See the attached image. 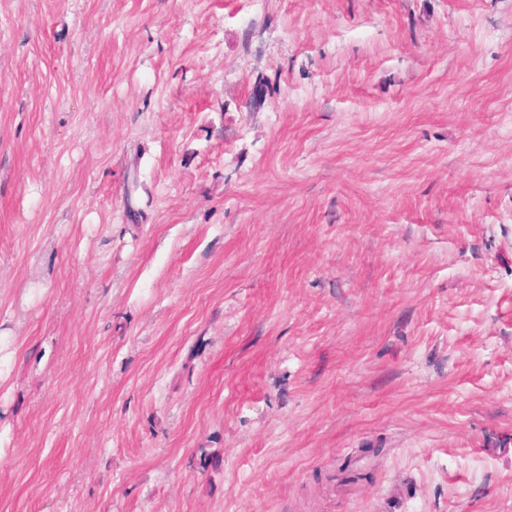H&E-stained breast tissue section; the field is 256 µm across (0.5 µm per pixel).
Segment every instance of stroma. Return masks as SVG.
Listing matches in <instances>:
<instances>
[{
	"label": "stroma",
	"mask_w": 512,
	"mask_h": 512,
	"mask_svg": "<svg viewBox=\"0 0 512 512\" xmlns=\"http://www.w3.org/2000/svg\"><path fill=\"white\" fill-rule=\"evenodd\" d=\"M0 512H512V0H0Z\"/></svg>",
	"instance_id": "35a3bbf8"
}]
</instances>
